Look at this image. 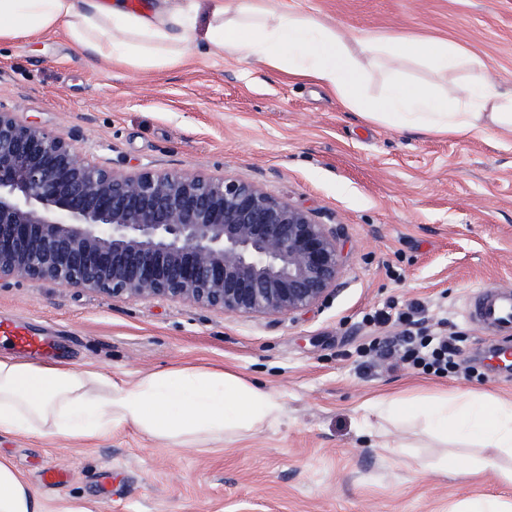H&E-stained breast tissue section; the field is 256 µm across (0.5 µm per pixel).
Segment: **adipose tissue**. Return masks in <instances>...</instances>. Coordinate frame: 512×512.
<instances>
[{
    "label": "adipose tissue",
    "mask_w": 512,
    "mask_h": 512,
    "mask_svg": "<svg viewBox=\"0 0 512 512\" xmlns=\"http://www.w3.org/2000/svg\"><path fill=\"white\" fill-rule=\"evenodd\" d=\"M273 0H208L199 28L198 0H154L132 10L128 0H0V43L65 30L91 58L142 68L182 66L194 54L232 51L321 85L367 120L435 136L512 132V87L485 74L480 59L454 43L403 35L348 37L320 19ZM438 73L466 70L445 90L409 80L405 60ZM386 61L382 95L365 94L370 66ZM281 398L221 369L181 367L123 385L91 368L0 356V433L62 439L96 438L113 425L132 426L167 445L203 447L276 424ZM436 431L457 420L458 435L512 451V397L452 389L430 410ZM0 512H46L35 490L0 462Z\"/></svg>",
    "instance_id": "adipose-tissue-1"
}]
</instances>
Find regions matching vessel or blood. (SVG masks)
Returning <instances> with one entry per match:
<instances>
[{
    "instance_id": "vessel-or-blood-1",
    "label": "vessel or blood",
    "mask_w": 512,
    "mask_h": 512,
    "mask_svg": "<svg viewBox=\"0 0 512 512\" xmlns=\"http://www.w3.org/2000/svg\"><path fill=\"white\" fill-rule=\"evenodd\" d=\"M467 314L480 329L496 336L497 350H512V292L483 288L470 294ZM26 351L42 352L46 345L38 332L28 330L26 324L0 318V341Z\"/></svg>"
}]
</instances>
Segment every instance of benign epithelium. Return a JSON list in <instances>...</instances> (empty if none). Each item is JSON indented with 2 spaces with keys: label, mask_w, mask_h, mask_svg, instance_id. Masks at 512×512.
I'll return each instance as SVG.
<instances>
[{
  "label": "benign epithelium",
  "mask_w": 512,
  "mask_h": 512,
  "mask_svg": "<svg viewBox=\"0 0 512 512\" xmlns=\"http://www.w3.org/2000/svg\"><path fill=\"white\" fill-rule=\"evenodd\" d=\"M336 229L252 182L102 167L0 105V283L290 316L336 291Z\"/></svg>",
  "instance_id": "1"
}]
</instances>
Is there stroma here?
<instances>
[{
    "mask_svg": "<svg viewBox=\"0 0 512 512\" xmlns=\"http://www.w3.org/2000/svg\"><path fill=\"white\" fill-rule=\"evenodd\" d=\"M351 36L420 35L476 55L512 86V0H279ZM0 104L100 164L261 185L335 225L344 264L336 293L284 317L230 315L193 303L112 300L47 281L0 286V315L43 330L56 362L128 384L182 366L223 367L281 397L279 423L221 448L167 447L130 426L99 439L0 434L5 461L42 503L84 512H460L471 498L512 503L499 467L471 479L436 468L486 456L442 444L425 417L386 400L450 389L512 397V373L481 364L494 338L464 314L476 287H512V134L428 136L370 122L324 87L233 53L169 70L115 68L59 32L0 44ZM456 337L444 377L363 362L394 321ZM411 458L432 463L423 475ZM65 473L58 486L45 470Z\"/></svg>",
    "mask_w": 512,
    "mask_h": 512,
    "instance_id": "stroma-1",
    "label": "stroma"
}]
</instances>
